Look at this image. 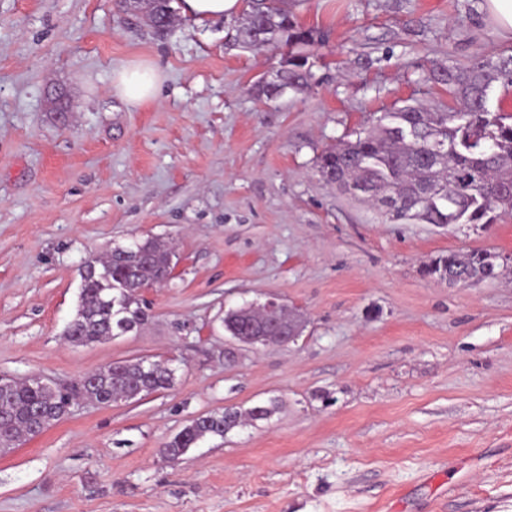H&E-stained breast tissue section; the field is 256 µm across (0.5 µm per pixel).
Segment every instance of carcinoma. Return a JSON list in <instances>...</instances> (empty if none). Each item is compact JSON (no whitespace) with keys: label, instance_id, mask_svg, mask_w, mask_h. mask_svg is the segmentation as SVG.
<instances>
[{"label":"carcinoma","instance_id":"obj_1","mask_svg":"<svg viewBox=\"0 0 512 512\" xmlns=\"http://www.w3.org/2000/svg\"><path fill=\"white\" fill-rule=\"evenodd\" d=\"M174 0H121L126 11L141 14L162 33L176 18ZM322 40L314 28L300 25L283 0H247L229 42L240 49L286 46L288 67L267 83H255L260 99L279 98L277 87L298 90L312 77L313 63L304 48ZM423 79L441 85L452 104L406 103L377 118L373 128L354 132L316 157L323 180L342 192L378 207L390 193L397 201L386 212L392 221L418 224H494L512 215V114L492 104L495 89H512V53L478 57L462 65L435 63ZM128 258L111 262L91 258L82 269L78 307L71 320L73 339L87 345L112 335L124 321L138 329L147 320L142 298L148 286L173 277V249L155 238L133 241ZM497 262L482 251L450 253L437 258L429 275L483 280L496 274ZM257 313L239 308L225 313L224 330L247 332ZM175 372L163 363L140 366L135 359L117 361L86 373L71 390H40L27 384L0 392V444L11 448L52 423L79 395L109 405L112 396L131 384L147 396L174 385ZM229 409L206 415L202 425L185 426L163 445L179 458L208 436L224 437L239 424Z\"/></svg>","mask_w":512,"mask_h":512}]
</instances>
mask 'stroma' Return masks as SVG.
I'll return each mask as SVG.
<instances>
[{
    "instance_id": "obj_1",
    "label": "stroma",
    "mask_w": 512,
    "mask_h": 512,
    "mask_svg": "<svg viewBox=\"0 0 512 512\" xmlns=\"http://www.w3.org/2000/svg\"><path fill=\"white\" fill-rule=\"evenodd\" d=\"M313 78L279 99L286 48L230 50L229 22L159 36L119 0H0V374L60 390L168 362V390L88 401L0 455V512H512V267L448 284L439 256L512 255L495 224H395L315 159L404 101L434 63L512 49L485 0H287ZM164 74L133 108L112 73ZM153 237L177 254L138 332L75 345L84 262ZM297 342L233 346L227 310L269 298ZM264 405L271 415L247 419ZM242 423L170 459L190 420Z\"/></svg>"
}]
</instances>
